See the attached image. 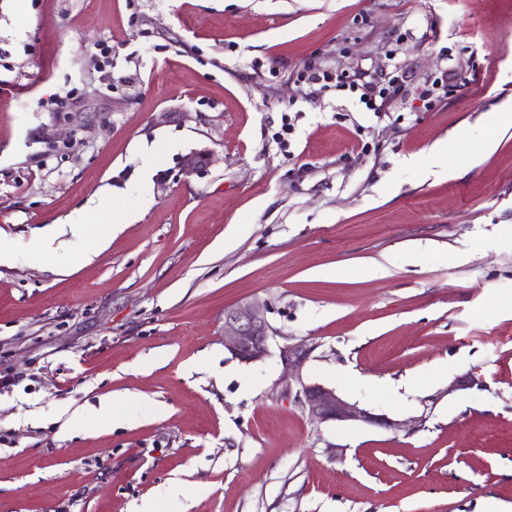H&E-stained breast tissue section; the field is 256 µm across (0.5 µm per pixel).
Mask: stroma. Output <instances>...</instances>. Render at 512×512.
<instances>
[{
  "label": "stroma",
  "instance_id": "obj_1",
  "mask_svg": "<svg viewBox=\"0 0 512 512\" xmlns=\"http://www.w3.org/2000/svg\"><path fill=\"white\" fill-rule=\"evenodd\" d=\"M308 66L442 94L374 113ZM498 112L512 0H0V242L21 256L98 195L119 226L0 266V512L511 505ZM246 301L275 330L255 364L224 346ZM302 381L391 424L315 423ZM113 393L129 424L69 423ZM55 237L53 235H41L32 245L27 260L32 265H41L47 256L55 255L61 262H65V255H58L53 247Z\"/></svg>",
  "mask_w": 512,
  "mask_h": 512
}]
</instances>
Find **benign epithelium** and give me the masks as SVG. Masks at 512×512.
<instances>
[{
    "mask_svg": "<svg viewBox=\"0 0 512 512\" xmlns=\"http://www.w3.org/2000/svg\"><path fill=\"white\" fill-rule=\"evenodd\" d=\"M264 308L259 302L249 301L224 311V345L242 363L258 362L268 353L274 329L264 316ZM295 398L317 423L361 422L392 426L378 415L347 403L334 389L321 384H300Z\"/></svg>",
    "mask_w": 512,
    "mask_h": 512,
    "instance_id": "benign-epithelium-1",
    "label": "benign epithelium"
}]
</instances>
